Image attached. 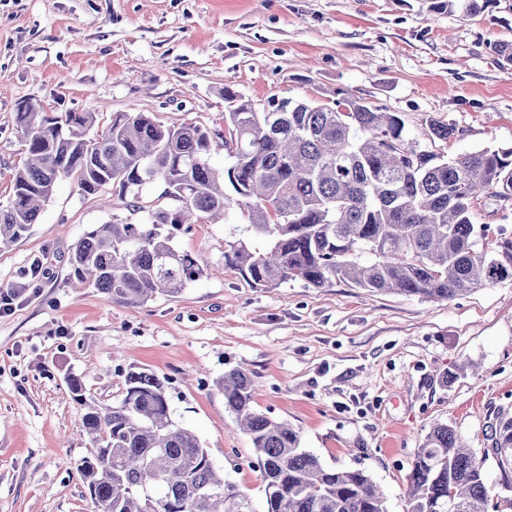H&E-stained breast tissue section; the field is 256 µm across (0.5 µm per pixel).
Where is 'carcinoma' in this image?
Returning <instances> with one entry per match:
<instances>
[{
	"label": "carcinoma",
	"instance_id": "cac0c4a2",
	"mask_svg": "<svg viewBox=\"0 0 512 512\" xmlns=\"http://www.w3.org/2000/svg\"><path fill=\"white\" fill-rule=\"evenodd\" d=\"M224 104L231 163L222 170L211 165L212 133L200 126L169 128L135 113L89 137L93 112L18 104L25 155L0 208V244L26 235L63 179L84 195L119 185L108 200L114 209L133 207L128 190L161 180L171 206L142 223L97 224L77 242L71 270L79 281L128 305L180 292L205 270L175 247L172 229L223 215L233 203L269 242L264 252L242 241L224 251V264L254 288L339 280L442 302L512 281V231L499 228L481 247L489 225L474 213L482 197L512 201V146L449 161L410 137L396 113L352 97L332 107L271 100L258 112L226 85ZM427 126L431 140L455 134L437 119ZM217 385L259 462L264 512H387L365 471L325 466L287 422L255 408L249 372L232 369ZM68 386L93 444L77 465L92 512H258L171 418L166 379L130 372L120 401L102 409L87 402L81 378ZM485 437L477 452L448 424H432L407 476V512H512V496L493 502L486 485L492 460L512 493V414L497 412Z\"/></svg>",
	"mask_w": 512,
	"mask_h": 512
}]
</instances>
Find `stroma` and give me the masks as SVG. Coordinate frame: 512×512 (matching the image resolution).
Listing matches in <instances>:
<instances>
[{"mask_svg": "<svg viewBox=\"0 0 512 512\" xmlns=\"http://www.w3.org/2000/svg\"><path fill=\"white\" fill-rule=\"evenodd\" d=\"M508 40L512 0L478 12L469 0H0V205L25 149L14 121L23 101L220 132L228 84L259 109L343 93L399 113L413 136L432 118L453 124L431 145L448 159L510 146L512 65L492 49ZM164 189L143 188L132 213L60 182L28 233L0 247V289L20 291L0 313V512H92L75 469L92 443L72 375L102 408L129 372L168 378L173 419L258 506L254 450L215 385L241 366L257 409L288 421L325 465L365 470L388 512H405L432 423L483 448L488 415L512 407V282L440 303L338 280L254 288L224 263L228 243L266 246L234 206L227 222L177 231L176 246L209 270L180 293L126 305L75 289L77 241L169 206Z\"/></svg>", "mask_w": 512, "mask_h": 512, "instance_id": "35a3bbf8", "label": "stroma"}]
</instances>
